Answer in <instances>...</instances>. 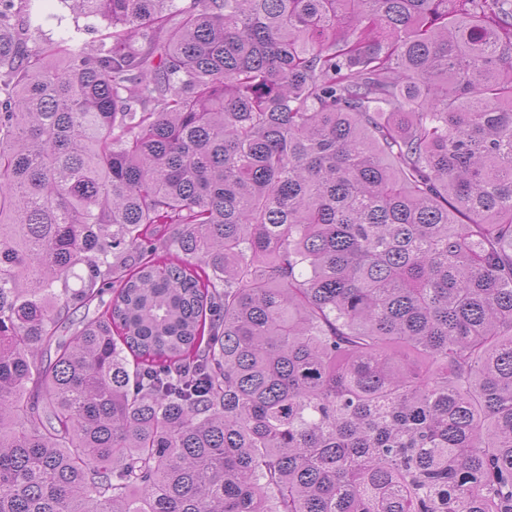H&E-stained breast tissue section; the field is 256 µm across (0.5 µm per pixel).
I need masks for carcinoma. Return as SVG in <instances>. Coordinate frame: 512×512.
<instances>
[{"label": "carcinoma", "mask_w": 512, "mask_h": 512, "mask_svg": "<svg viewBox=\"0 0 512 512\" xmlns=\"http://www.w3.org/2000/svg\"><path fill=\"white\" fill-rule=\"evenodd\" d=\"M60 2L108 42L0 0V512H512V0ZM81 32L78 34L80 41L89 47H97L105 34V23L99 18H79Z\"/></svg>", "instance_id": "1"}]
</instances>
